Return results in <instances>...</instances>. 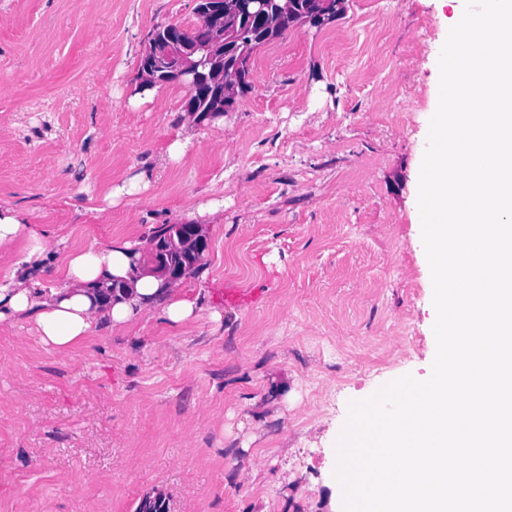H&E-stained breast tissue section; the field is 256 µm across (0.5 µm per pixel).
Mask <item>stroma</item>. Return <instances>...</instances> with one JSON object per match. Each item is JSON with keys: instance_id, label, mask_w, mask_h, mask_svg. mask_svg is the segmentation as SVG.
<instances>
[{"instance_id": "stroma-1", "label": "stroma", "mask_w": 512, "mask_h": 512, "mask_svg": "<svg viewBox=\"0 0 512 512\" xmlns=\"http://www.w3.org/2000/svg\"><path fill=\"white\" fill-rule=\"evenodd\" d=\"M451 14L346 0L259 48L233 112L197 123L185 83L138 77L194 0H0V207L47 242L40 288L65 287L69 248L145 250L223 204L179 280L192 320L100 322L68 353L0 325V512H343L348 402L435 353L417 197ZM138 174L147 190L106 200Z\"/></svg>"}]
</instances>
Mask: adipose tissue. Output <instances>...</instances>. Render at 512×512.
Wrapping results in <instances>:
<instances>
[{
  "label": "adipose tissue",
  "mask_w": 512,
  "mask_h": 512,
  "mask_svg": "<svg viewBox=\"0 0 512 512\" xmlns=\"http://www.w3.org/2000/svg\"><path fill=\"white\" fill-rule=\"evenodd\" d=\"M23 240L30 249L21 275L0 280V324L32 319L41 342L58 352H70L83 342L96 322L104 320L112 328L126 329L155 305L160 306L162 318L175 325L194 316V301L177 295L174 284L164 277L143 271L134 242L69 252L67 286L46 293L32 285L43 249L29 213L0 208V250H11ZM116 279L125 281L128 290L115 299L106 288Z\"/></svg>",
  "instance_id": "adipose-tissue-1"
}]
</instances>
